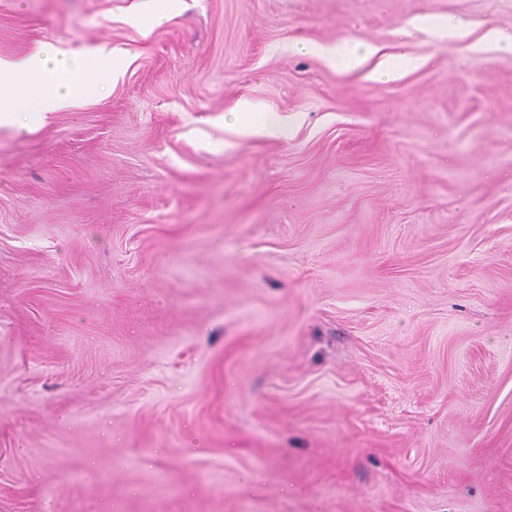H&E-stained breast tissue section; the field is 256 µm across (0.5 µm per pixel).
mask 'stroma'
<instances>
[{
	"mask_svg": "<svg viewBox=\"0 0 512 512\" xmlns=\"http://www.w3.org/2000/svg\"><path fill=\"white\" fill-rule=\"evenodd\" d=\"M511 39L512 0H0V60L125 58L0 128V512H512ZM361 44L408 63L321 53Z\"/></svg>",
	"mask_w": 512,
	"mask_h": 512,
	"instance_id": "35a3bbf8",
	"label": "stroma"
}]
</instances>
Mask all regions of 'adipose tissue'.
Instances as JSON below:
<instances>
[{
	"mask_svg": "<svg viewBox=\"0 0 512 512\" xmlns=\"http://www.w3.org/2000/svg\"><path fill=\"white\" fill-rule=\"evenodd\" d=\"M104 64L107 75L120 68L118 53L102 52L100 61H74L57 57L46 45L11 61H0V126H10L17 113L25 112L47 118L70 99L87 89H100V82H86L80 71Z\"/></svg>",
	"mask_w": 512,
	"mask_h": 512,
	"instance_id": "obj_1",
	"label": "adipose tissue"
}]
</instances>
